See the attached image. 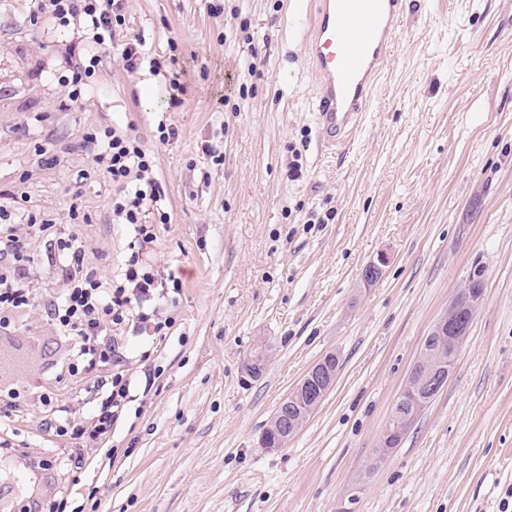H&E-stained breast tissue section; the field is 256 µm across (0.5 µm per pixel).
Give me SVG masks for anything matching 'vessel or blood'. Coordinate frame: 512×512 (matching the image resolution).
Masks as SVG:
<instances>
[{
  "mask_svg": "<svg viewBox=\"0 0 512 512\" xmlns=\"http://www.w3.org/2000/svg\"><path fill=\"white\" fill-rule=\"evenodd\" d=\"M405 0H316L305 43L323 147H341L385 79Z\"/></svg>",
  "mask_w": 512,
  "mask_h": 512,
  "instance_id": "1",
  "label": "vessel or blood"
}]
</instances>
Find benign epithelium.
<instances>
[{"label":"benign epithelium","instance_id":"1","mask_svg":"<svg viewBox=\"0 0 512 512\" xmlns=\"http://www.w3.org/2000/svg\"><path fill=\"white\" fill-rule=\"evenodd\" d=\"M484 302V293L469 288L463 289L432 325L431 334L441 337L447 344L448 356L423 351L412 367L406 383L389 411L386 424L380 435L378 451L390 453L404 438V429L398 420L406 419L410 427L417 419L420 402L430 393L440 391L452 372L459 349L468 335L476 312ZM338 372L330 369L326 361H317L288 393L287 399H306L309 409H317L336 384Z\"/></svg>","mask_w":512,"mask_h":512}]
</instances>
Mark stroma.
<instances>
[{"instance_id":"35a3bbf8","label":"stroma","mask_w":512,"mask_h":512,"mask_svg":"<svg viewBox=\"0 0 512 512\" xmlns=\"http://www.w3.org/2000/svg\"><path fill=\"white\" fill-rule=\"evenodd\" d=\"M313 0H123L125 22L70 100L62 75L85 32L49 0H0V205L70 223L90 267L117 276L128 228L86 134L117 127L153 157L161 192L153 261L174 270L175 322L128 341L134 382L107 446L72 487L85 512H502L512 485V0H406L389 76L362 126L325 151L299 16ZM140 42L162 67L126 71ZM191 88L170 106V82ZM249 95L239 98V87ZM175 138L162 141L161 128ZM223 163L214 164L211 152ZM387 254L382 275L363 269ZM47 299L64 286L31 246ZM484 304L444 390L402 444L376 459L390 406L457 293ZM0 384L43 381L60 355L43 307L13 330ZM260 377L243 372L259 344ZM333 390L284 447L260 438L326 353ZM43 414L0 437L46 455ZM0 466V512L68 481Z\"/></svg>"}]
</instances>
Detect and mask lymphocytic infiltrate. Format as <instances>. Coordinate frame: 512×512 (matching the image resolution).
Listing matches in <instances>:
<instances>
[{"mask_svg":"<svg viewBox=\"0 0 512 512\" xmlns=\"http://www.w3.org/2000/svg\"><path fill=\"white\" fill-rule=\"evenodd\" d=\"M51 4L59 21L77 20L92 33L87 63L76 64L64 79L70 97L76 98L83 79L94 74L117 27L124 22L121 0H51ZM104 137L105 148L96 161L121 191L112 203V219L129 227L133 246L121 275L113 279L88 268L76 225L63 224L53 230L44 224L34 227L36 234H49L48 245L58 258L65 282L62 293L51 297L45 307L63 348L58 371L71 378L99 381L100 386L92 405L79 417L59 406L55 387L5 390L11 402L46 411L44 425L56 439L50 455L37 459L17 455L11 442L0 439V457L15 459L20 469L33 476L54 467L76 474L84 464L83 449L109 440L113 426L125 416L132 400L131 379L114 329L126 327L133 336L160 339L174 323L165 313L169 278L152 262L157 236L147 217L160 190L151 176V156L127 132L112 129L105 131ZM11 219L10 211L0 208V329L4 331L37 302L32 288L31 243L16 233Z\"/></svg>","mask_w":512,"mask_h":512,"instance_id":"obj_1","label":"lymphocytic infiltrate"}]
</instances>
